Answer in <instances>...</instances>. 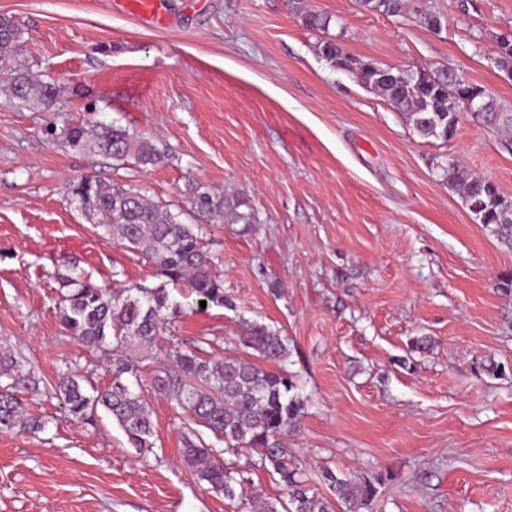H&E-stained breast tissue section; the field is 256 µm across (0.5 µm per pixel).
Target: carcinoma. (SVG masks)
<instances>
[{"mask_svg": "<svg viewBox=\"0 0 512 512\" xmlns=\"http://www.w3.org/2000/svg\"><path fill=\"white\" fill-rule=\"evenodd\" d=\"M292 10L305 26L326 32L330 19L308 11L303 0H290ZM371 13L406 16L413 13L434 22L433 32L441 30L444 16L427 6L425 0H358ZM21 49V31L14 21L0 16V73L11 77L13 97L31 105L46 104L55 96V88L35 82L15 66L14 56ZM321 57L331 66L341 64L356 74L361 84L377 93L412 124L425 139L443 144L454 136L465 105L456 97L452 67L403 70L373 66V61L350 54L333 37L320 42ZM494 66L512 75V33L497 41ZM483 112L473 119L497 131L512 130V110L505 109L493 93L485 90ZM66 143L79 150L100 153L116 159L135 157L144 165L163 161L165 154L147 139H136L127 130L108 126L91 134L81 126L65 131ZM443 181L460 191L470 211L480 223L491 228L507 246H512V197L502 194L489 180L468 172L456 160L437 165ZM72 194L85 201L83 210L100 218L118 239L130 249L144 252L157 267L165 282H188L196 301L224 307V280L211 268L203 245L202 227L181 220L183 212L173 213L140 191L120 184L83 178L73 185ZM191 211L211 224H254L256 215L247 195L214 194L196 190L189 201ZM63 295L61 319L71 336L82 344L103 352L112 361V384L103 390L86 392L74 377L59 384L70 415L89 420L104 410L123 431L133 448L153 445L154 426L145 402L137 391L141 387L140 365L130 347L150 346L182 314L181 305L167 289L122 288L109 291L88 280L71 278ZM240 343L258 352L269 362L287 357L282 338L267 326L244 324ZM155 391L190 415L192 424L210 432L224 448L205 440L203 431L190 430L185 439V456L196 468L199 480L224 497L233 499L239 471L224 463L228 449L242 448L253 453L254 465L279 476L288 493L281 504L283 512H334L329 500L310 492L307 480L294 467L281 438L299 425L305 401L296 393V384L283 372L256 365L240 356L204 358L191 348H176L168 353V363L155 371ZM39 427L23 420L20 401L8 391H0V431L17 427ZM336 500L347 505L346 512H361L377 495L375 482L347 480L331 473L325 475Z\"/></svg>", "mask_w": 512, "mask_h": 512, "instance_id": "carcinoma-1", "label": "carcinoma"}]
</instances>
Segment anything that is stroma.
<instances>
[{
  "instance_id": "35a3bbf8",
  "label": "stroma",
  "mask_w": 512,
  "mask_h": 512,
  "mask_svg": "<svg viewBox=\"0 0 512 512\" xmlns=\"http://www.w3.org/2000/svg\"><path fill=\"white\" fill-rule=\"evenodd\" d=\"M435 2L447 19L437 34L356 0H307L349 53L451 66L512 108V76L492 63L512 0ZM165 12L156 28L114 0H0L22 32L21 67L57 90L30 106L0 74V388L42 424L0 433V512H253L287 497L243 451L224 455L243 495L199 481L184 459L188 414L148 385L150 448L130 447L105 412L69 415L60 378L88 390L112 372L63 324L62 278L162 283L143 252L81 210L71 188L84 177L174 212L199 188L242 191L256 213L248 227L204 225L231 304L200 308L178 284L183 314L139 349L143 380L178 347L258 361L238 338L243 323H263L305 401L287 441L311 490L329 495V470L379 480L364 512H512V291L499 286L512 247L436 169L457 159L512 196V144L466 117L448 144L419 137L319 56L321 35L288 0H165ZM74 125L128 129L165 158L143 166L72 149ZM421 336L431 346L414 349ZM493 363L501 375L487 372Z\"/></svg>"
}]
</instances>
